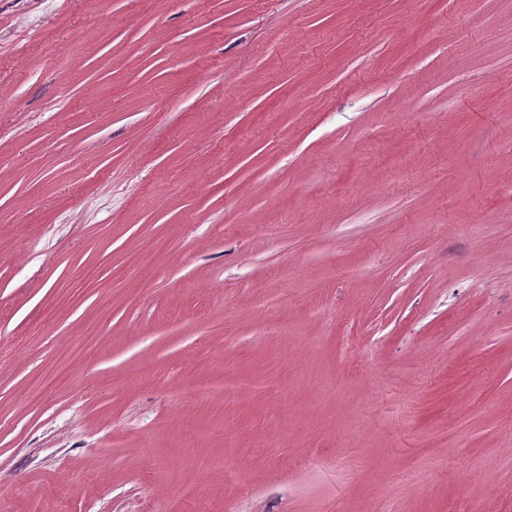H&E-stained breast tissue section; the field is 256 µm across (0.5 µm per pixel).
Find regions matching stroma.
<instances>
[{"mask_svg":"<svg viewBox=\"0 0 512 512\" xmlns=\"http://www.w3.org/2000/svg\"><path fill=\"white\" fill-rule=\"evenodd\" d=\"M5 512H512V0H0Z\"/></svg>","mask_w":512,"mask_h":512,"instance_id":"35a3bbf8","label":"stroma"}]
</instances>
